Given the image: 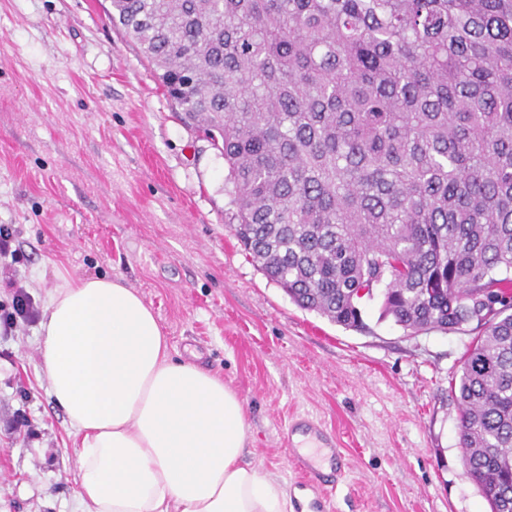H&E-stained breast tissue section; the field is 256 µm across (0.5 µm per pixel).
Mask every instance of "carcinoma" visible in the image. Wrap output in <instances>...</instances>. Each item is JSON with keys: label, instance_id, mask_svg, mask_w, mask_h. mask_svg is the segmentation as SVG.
<instances>
[{"label": "carcinoma", "instance_id": "cac0c4a2", "mask_svg": "<svg viewBox=\"0 0 512 512\" xmlns=\"http://www.w3.org/2000/svg\"><path fill=\"white\" fill-rule=\"evenodd\" d=\"M227 165L232 231L300 307L451 333L462 461L512 512V0H111Z\"/></svg>", "mask_w": 512, "mask_h": 512}]
</instances>
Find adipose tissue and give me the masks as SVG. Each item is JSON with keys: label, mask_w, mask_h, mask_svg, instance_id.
I'll list each match as a JSON object with an SVG mask.
<instances>
[{"label": "adipose tissue", "mask_w": 512, "mask_h": 512, "mask_svg": "<svg viewBox=\"0 0 512 512\" xmlns=\"http://www.w3.org/2000/svg\"><path fill=\"white\" fill-rule=\"evenodd\" d=\"M48 392L77 440L75 512H294L243 460L245 405L218 373L172 359L120 279H64L39 323Z\"/></svg>", "instance_id": "ef3b65f1"}]
</instances>
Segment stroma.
I'll return each instance as SVG.
<instances>
[{"instance_id":"obj_1","label":"stroma","mask_w":512,"mask_h":512,"mask_svg":"<svg viewBox=\"0 0 512 512\" xmlns=\"http://www.w3.org/2000/svg\"><path fill=\"white\" fill-rule=\"evenodd\" d=\"M109 0H0V225L35 305L62 277L108 276L153 309L172 358L245 402L244 460L291 485L282 431L322 419L349 467L312 512H489L450 392L473 332L364 331L296 305L231 231L223 156L113 27ZM30 431H10L16 414ZM76 439L48 395L37 323L0 324V512H74Z\"/></svg>"}]
</instances>
